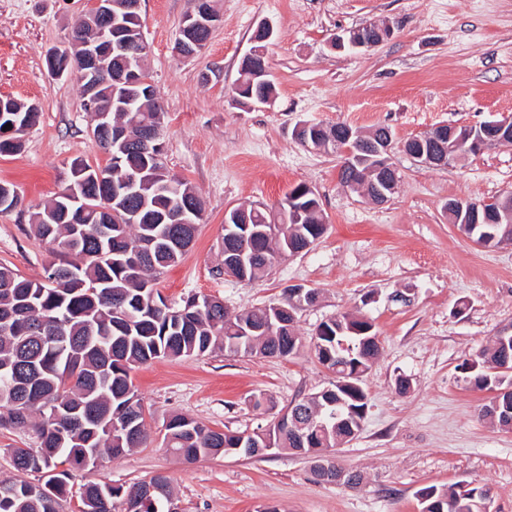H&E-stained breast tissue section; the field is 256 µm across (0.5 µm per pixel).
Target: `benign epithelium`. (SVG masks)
<instances>
[{
	"instance_id": "7a95c632",
	"label": "benign epithelium",
	"mask_w": 512,
	"mask_h": 512,
	"mask_svg": "<svg viewBox=\"0 0 512 512\" xmlns=\"http://www.w3.org/2000/svg\"><path fill=\"white\" fill-rule=\"evenodd\" d=\"M87 17L91 24L98 26L102 37L97 42H81V53L78 62L64 58L61 53L53 50L48 53V70L53 78L72 76L80 72L83 80L93 85L100 75L99 59L106 54L117 53L124 57L129 67L120 81H128L138 88V97L151 101L157 100L154 84L141 74V59L146 52L143 37L129 38L125 36L123 23L112 14V0H91ZM213 19L212 10L202 0H196L192 9L185 16L182 30L191 41L180 45L179 54L184 57L195 55L193 41L195 34L210 27ZM391 35L387 24L368 25L348 31L344 36H338L331 43L334 50L346 48L370 50L381 45ZM331 143L325 140H314V146L325 147ZM512 144V117L494 119L478 125L456 126L439 124L423 136L410 140L401 145L403 151L419 166L446 168L458 156L466 153L480 152L489 147L509 146ZM336 154L341 156V170L350 174L349 184H355L359 174H364L363 181L367 183L368 197L376 204L388 201L398 184V175L390 162V154L395 146L390 130H385L381 136L365 138L359 130L347 128L346 145L333 143ZM494 205V223L512 224V195L492 201ZM484 202H467L465 200H450L445 207L449 218L454 224H477L479 212L485 210ZM234 259L224 266V275L236 280H246V258L250 257L247 241H242ZM315 303L314 293L301 285L286 290L282 301L270 304L276 313L274 321L263 328L264 334L272 335L281 323L277 313L286 310L291 305L294 310ZM311 458L326 470L336 474V483L352 485L356 483L354 474L340 467L333 458L331 450L311 451Z\"/></svg>"
}]
</instances>
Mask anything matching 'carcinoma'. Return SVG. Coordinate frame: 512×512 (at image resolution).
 Masks as SVG:
<instances>
[{
  "label": "carcinoma",
  "mask_w": 512,
  "mask_h": 512,
  "mask_svg": "<svg viewBox=\"0 0 512 512\" xmlns=\"http://www.w3.org/2000/svg\"><path fill=\"white\" fill-rule=\"evenodd\" d=\"M238 104L254 102L259 95H275V87L239 72ZM95 96L114 107L109 123L120 125L131 139L143 132L155 134L160 143L164 113L145 99H136L130 88L109 77L98 80ZM38 119V110L18 99H0V132L7 124L13 134L0 135V156L21 150L25 132ZM93 136L118 155L108 159L103 181H89L80 201L55 197L32 213L34 236L49 245L57 261L42 278L31 280L8 266H0V413L1 426H32L40 448H17L12 464L20 474L46 473L42 483L15 478L0 481V512H62L61 502L72 497L70 481L81 478L80 512H170V479L157 476L161 492L145 499L133 494L136 485L114 486L93 478L95 461L118 456L147 441L144 408L130 372L156 359H179L224 350L261 356L289 357L303 346L296 326H283L273 336H246L242 330L261 328L269 320L265 306L229 315L224 302L205 295H191L177 307L168 306L154 288L157 274L178 263L194 241L197 225L177 224L175 217L201 199L187 182L170 174L165 163L155 164L134 149L109 142V129L98 124ZM137 170L144 171L140 193L119 198L124 211L115 222L104 223L99 208L112 202L115 189ZM303 213L294 222L288 205L280 210L281 223L261 208L250 207L240 215L238 231L253 234L247 280L258 278L284 250L301 252L307 240L326 230L319 201L303 197ZM316 337L317 355L327 368L336 366V346L350 364L369 369L379 347L366 338L370 325L352 321L322 323ZM508 366L511 372L498 368ZM461 370L479 390L512 383V341L491 340L477 361H466ZM336 388L322 391L308 408L320 414L323 426L313 430L312 443L303 442L290 429L273 435L278 448L306 455L310 448H334L349 425L336 424ZM239 432H218L181 414L165 425V447L187 460L237 453ZM62 471H57L58 467ZM486 489L430 485L418 491L421 509L428 512H480Z\"/></svg>",
  "instance_id": "obj_1"
}]
</instances>
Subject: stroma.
<instances>
[{
  "label": "stroma",
  "instance_id": "stroma-1",
  "mask_svg": "<svg viewBox=\"0 0 512 512\" xmlns=\"http://www.w3.org/2000/svg\"><path fill=\"white\" fill-rule=\"evenodd\" d=\"M219 12L206 47L174 50L192 0H141L149 50L144 67L165 114L162 142L171 174L204 203V217L180 262L156 287L175 305L188 295L223 300L237 314L281 300L292 284L319 299L297 313L300 352L287 358L215 351L160 359L131 377L143 404L147 442L107 456L95 473L130 486L164 474L182 512H420L419 489L469 482L490 493L488 512H512V430L486 417V390L459 365L493 336L512 334V241L482 247L450 224L451 199L486 202L512 193V146L460 157L445 168L417 165L399 149L400 182L376 204L343 186L340 158L301 143L311 122L392 130L402 143L441 123L475 125L512 117V0H215ZM89 0H0V96L40 106L20 152L0 156V182L18 207L0 213V264L30 279L55 260L35 239L30 216L55 198L82 157L107 156L92 134L76 79L51 80L46 56L66 47ZM274 38L267 50L275 102L232 106L241 58L258 23ZM386 23L378 47L336 51V34ZM315 191L326 233L309 249L283 256L268 274L240 282L220 274L224 214L277 208L297 184ZM370 320L380 353L361 378L369 397L358 435L336 451L361 484L317 480L290 450L263 457L188 461L165 448L164 426L183 414L216 431L252 433L281 409L331 386L309 340L329 318ZM409 379L399 393V378Z\"/></svg>",
  "mask_w": 512,
  "mask_h": 512
}]
</instances>
